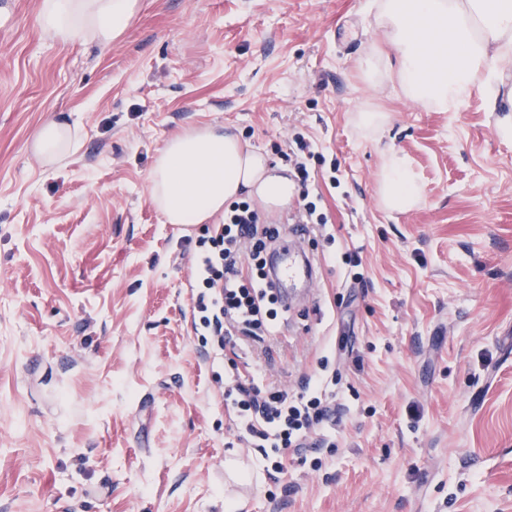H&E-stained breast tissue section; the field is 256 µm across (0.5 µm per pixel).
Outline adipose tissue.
<instances>
[{"instance_id":"adipose-tissue-1","label":"adipose tissue","mask_w":512,"mask_h":512,"mask_svg":"<svg viewBox=\"0 0 512 512\" xmlns=\"http://www.w3.org/2000/svg\"><path fill=\"white\" fill-rule=\"evenodd\" d=\"M140 0H40L38 18L51 40L106 48L123 35ZM365 12L382 42H368L360 67L370 87L397 86L414 103L437 112L458 111L473 84L487 90L488 111L499 113V132L512 140V92L504 63L512 59V0H367ZM74 139L72 129L44 122L32 140L45 163L59 161ZM377 194L389 212L406 213L421 202L409 162L380 148ZM152 203L166 223L205 224L226 205L249 195L268 206L297 193L288 176L269 169L265 157L221 128L173 137L148 177Z\"/></svg>"}]
</instances>
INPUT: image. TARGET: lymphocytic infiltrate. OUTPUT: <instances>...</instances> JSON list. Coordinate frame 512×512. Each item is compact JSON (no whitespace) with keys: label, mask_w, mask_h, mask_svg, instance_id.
I'll return each mask as SVG.
<instances>
[{"label":"lymphocytic infiltrate","mask_w":512,"mask_h":512,"mask_svg":"<svg viewBox=\"0 0 512 512\" xmlns=\"http://www.w3.org/2000/svg\"><path fill=\"white\" fill-rule=\"evenodd\" d=\"M281 233L280 227L262 223L249 202L237 201L200 239L194 282L202 293L193 327L198 335L215 337L213 358H223L226 346L259 342L278 333L286 310L273 290L263 253ZM231 375L232 420L272 468L281 466L280 450L319 447L312 435L314 425L334 421L336 415L328 379L316 377L308 393L274 390L263 396L249 374L235 368Z\"/></svg>","instance_id":"f902f5d3"}]
</instances>
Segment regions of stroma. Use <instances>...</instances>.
I'll return each instance as SVG.
<instances>
[{"mask_svg":"<svg viewBox=\"0 0 512 512\" xmlns=\"http://www.w3.org/2000/svg\"><path fill=\"white\" fill-rule=\"evenodd\" d=\"M38 3L0 0V512H512V142L484 87L456 112L370 89L365 0H142L105 49L48 39ZM366 103L410 212L378 201ZM50 119L81 135L51 168ZM218 125L280 174L311 141L327 218L313 295L239 357L264 393L336 380L325 446L272 475L192 327L205 227L148 193L169 139ZM389 116L369 105L357 115V125L379 146L382 165L378 174L377 194L380 205L389 212L407 213L421 202V189L409 162L387 145H381V134Z\"/></svg>","mask_w":512,"mask_h":512,"instance_id":"stroma-1","label":"stroma"}]
</instances>
